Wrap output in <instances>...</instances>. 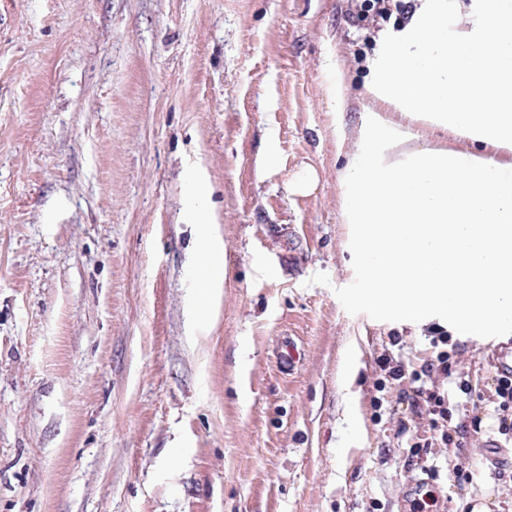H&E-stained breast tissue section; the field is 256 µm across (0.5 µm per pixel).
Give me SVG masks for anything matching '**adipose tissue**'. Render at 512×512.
Here are the masks:
<instances>
[{
    "mask_svg": "<svg viewBox=\"0 0 512 512\" xmlns=\"http://www.w3.org/2000/svg\"><path fill=\"white\" fill-rule=\"evenodd\" d=\"M367 68L339 173L366 296L491 335L512 322V0H417Z\"/></svg>",
    "mask_w": 512,
    "mask_h": 512,
    "instance_id": "obj_1",
    "label": "adipose tissue"
}]
</instances>
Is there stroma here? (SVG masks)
Masks as SVG:
<instances>
[{
	"label": "stroma",
	"mask_w": 512,
	"mask_h": 512,
	"mask_svg": "<svg viewBox=\"0 0 512 512\" xmlns=\"http://www.w3.org/2000/svg\"><path fill=\"white\" fill-rule=\"evenodd\" d=\"M346 6L0 0V512H408L418 437L438 512H512L495 419L443 447L376 363L420 368L433 322L379 315L351 256ZM452 342L462 422L512 333ZM201 261L207 267V273L212 275V284L216 282L222 275L224 265L222 261L216 257L215 244L207 234L204 235L203 248L201 250Z\"/></svg>",
	"instance_id": "35a3bbf8"
}]
</instances>
